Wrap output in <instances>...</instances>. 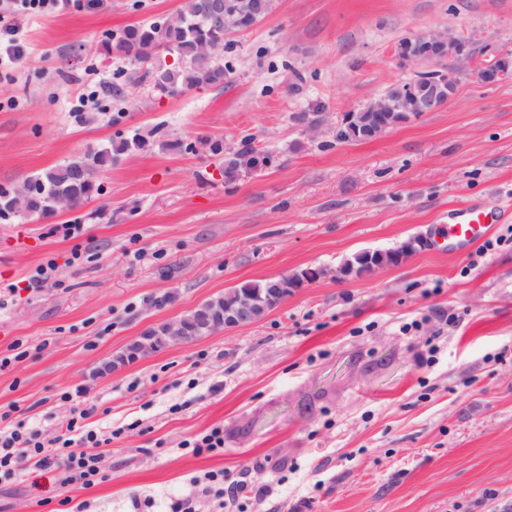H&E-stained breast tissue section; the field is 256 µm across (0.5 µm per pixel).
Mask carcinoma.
Instances as JSON below:
<instances>
[{
    "label": "carcinoma",
    "mask_w": 512,
    "mask_h": 512,
    "mask_svg": "<svg viewBox=\"0 0 512 512\" xmlns=\"http://www.w3.org/2000/svg\"><path fill=\"white\" fill-rule=\"evenodd\" d=\"M214 0H189L173 17L148 26H131L123 30L115 45L107 52L117 51L144 68L130 77L134 86L145 82L174 95L199 85L224 84V65L215 54L224 51L228 33L224 22L214 12ZM240 29L252 27L255 16L265 14L270 0H240ZM112 163V149H100L86 158H79L29 178L33 184L23 209L13 206V191L0 188V219L22 214H51L53 200L69 197L81 205L98 193L97 175ZM269 157L258 158L247 147L224 159V182L231 184L245 170L267 165ZM403 259L398 249L360 252L346 261L345 275L369 274L374 265H397ZM293 288L301 278H271L260 282H245L239 288L258 292L276 282Z\"/></svg>",
    "instance_id": "1"
}]
</instances>
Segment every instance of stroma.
I'll use <instances>...</instances> for the list:
<instances>
[{
  "label": "stroma",
  "mask_w": 512,
  "mask_h": 512,
  "mask_svg": "<svg viewBox=\"0 0 512 512\" xmlns=\"http://www.w3.org/2000/svg\"><path fill=\"white\" fill-rule=\"evenodd\" d=\"M181 4L19 13L28 57L0 65V187L146 142L81 207L0 219V350L28 351L0 370V407L51 438L73 407L63 393L83 389L90 428L119 433L97 450L104 482L0 478V512H171L187 498L222 512L199 483L209 472L249 484L234 512H512V242L484 253L442 237L449 211L471 204L504 207L492 236L512 226V80L475 69L512 56V0H274L230 35L222 85L128 86L132 64L105 41ZM430 31L466 40L476 61L444 60L458 71L447 103L336 141L344 114L414 77L398 45ZM206 137L271 161L225 184ZM414 237L422 247L399 265L337 277L353 254ZM50 260L54 280L32 287ZM307 268L323 274L257 323L104 371L146 328ZM215 427L223 450L185 448Z\"/></svg>",
  "instance_id": "1"
}]
</instances>
